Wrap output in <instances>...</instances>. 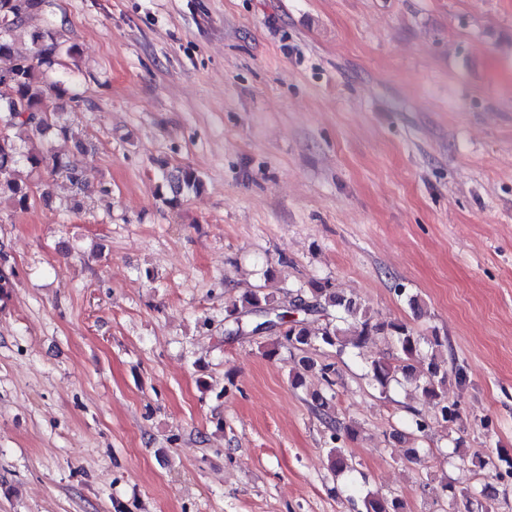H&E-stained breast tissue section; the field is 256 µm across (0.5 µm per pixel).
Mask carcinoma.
I'll return each instance as SVG.
<instances>
[{"mask_svg": "<svg viewBox=\"0 0 512 512\" xmlns=\"http://www.w3.org/2000/svg\"><path fill=\"white\" fill-rule=\"evenodd\" d=\"M38 10L40 7L30 4L21 10L18 0H0V208L15 211L27 210L33 198L32 183L22 176L24 167L32 172L44 170L52 177L61 176L77 191L88 182L87 168L68 157L42 147H23L34 138L46 136L71 140L77 147H83L78 134L60 113L68 104L79 102L80 96L70 85L49 76L63 56L74 55L75 48L63 45L48 30L27 27L28 18ZM23 35L34 48L31 55L20 54L15 48ZM171 178L174 190L167 203L172 206L202 186L200 175L190 167L177 169ZM256 312L270 315L269 327L264 329L274 336L264 351L270 359L278 355L282 346L305 350L318 345L340 356L361 348L371 336L391 338L399 353L398 364L374 361L369 366L371 380L381 393H386L393 381L406 383L432 403L435 418L442 423L462 420L458 402L448 400V368L440 357L448 341L438 334L420 336L405 323L380 321L367 307L328 281L308 289L300 287L289 294L287 301L278 300L264 286L251 289L228 307L224 331L229 335L259 333V326L243 320ZM419 356L427 359L423 372L414 365ZM328 461L337 473L351 470L348 458L339 448L330 450ZM442 491L450 492L452 506L461 496L467 505L474 504L481 512H493L494 491L487 486L480 491L482 500L476 503L468 488L458 491L445 485ZM362 508L363 512H402L403 504L396 498L388 500L369 493L362 500Z\"/></svg>", "mask_w": 512, "mask_h": 512, "instance_id": "cac0c4a2", "label": "carcinoma"}]
</instances>
